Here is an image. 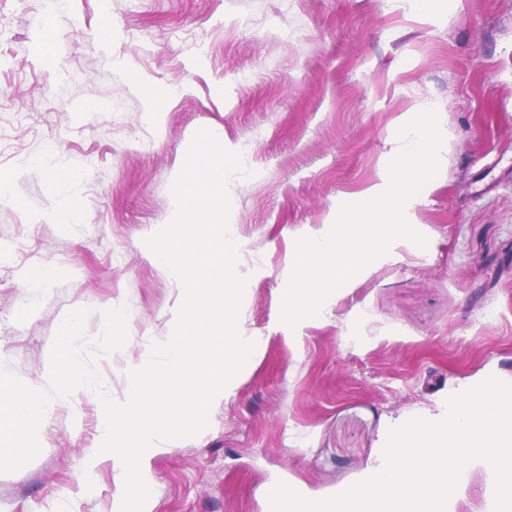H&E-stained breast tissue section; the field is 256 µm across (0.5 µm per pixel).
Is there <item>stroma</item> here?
<instances>
[{
  "label": "stroma",
  "mask_w": 512,
  "mask_h": 512,
  "mask_svg": "<svg viewBox=\"0 0 512 512\" xmlns=\"http://www.w3.org/2000/svg\"><path fill=\"white\" fill-rule=\"evenodd\" d=\"M45 12L0 0V171L16 198L0 202V364L23 385L50 390L57 327L80 311L82 362L123 398L183 299L148 240L172 220L197 134L221 129L245 164L225 189L255 351L201 430L140 459L146 512H271L277 483L325 500L360 483L396 419H428L491 378L512 385V0H454L435 17L405 0H71L51 70ZM151 85L177 89L152 115ZM424 103L441 144L409 210L423 243L400 238L317 314L284 322L299 240L328 236L389 178L398 128ZM65 199L78 222H50ZM43 265L53 281L26 279ZM101 415L85 395L51 398L37 453L0 470V512H122ZM495 496L477 466L452 507L494 512Z\"/></svg>",
  "instance_id": "35a3bbf8"
}]
</instances>
